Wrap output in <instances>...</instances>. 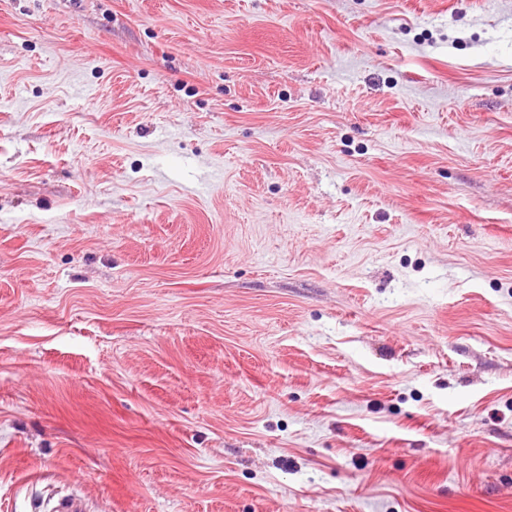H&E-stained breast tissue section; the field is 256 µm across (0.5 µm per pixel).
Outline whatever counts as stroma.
Listing matches in <instances>:
<instances>
[{"instance_id":"35a3bbf8","label":"stroma","mask_w":512,"mask_h":512,"mask_svg":"<svg viewBox=\"0 0 512 512\" xmlns=\"http://www.w3.org/2000/svg\"><path fill=\"white\" fill-rule=\"evenodd\" d=\"M512 512V0H0V512Z\"/></svg>"}]
</instances>
